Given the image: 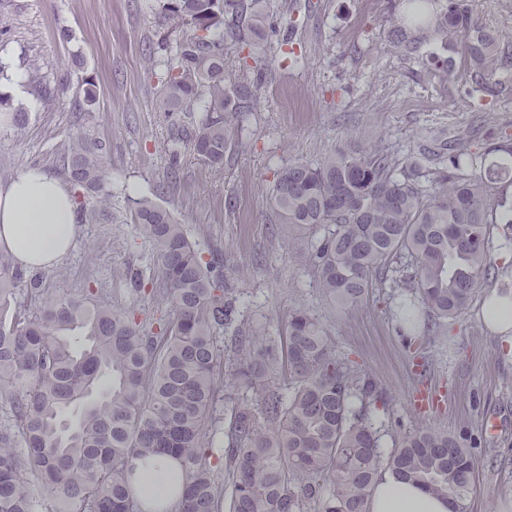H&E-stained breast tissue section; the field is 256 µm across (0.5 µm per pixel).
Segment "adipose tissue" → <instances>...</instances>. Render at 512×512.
<instances>
[{"label": "adipose tissue", "mask_w": 512, "mask_h": 512, "mask_svg": "<svg viewBox=\"0 0 512 512\" xmlns=\"http://www.w3.org/2000/svg\"><path fill=\"white\" fill-rule=\"evenodd\" d=\"M79 234L77 204L62 178L39 166H24L0 186V250L12 254L20 267L54 270ZM480 316L503 345H512V292L488 291ZM369 512H454V504L386 473L376 483Z\"/></svg>", "instance_id": "adipose-tissue-1"}]
</instances>
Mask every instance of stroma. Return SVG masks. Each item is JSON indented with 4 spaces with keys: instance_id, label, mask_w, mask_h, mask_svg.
Returning a JSON list of instances; mask_svg holds the SVG:
<instances>
[{
    "instance_id": "1",
    "label": "stroma",
    "mask_w": 512,
    "mask_h": 512,
    "mask_svg": "<svg viewBox=\"0 0 512 512\" xmlns=\"http://www.w3.org/2000/svg\"><path fill=\"white\" fill-rule=\"evenodd\" d=\"M288 30L296 61L268 47L262 106L222 171L181 152V182L162 200L203 258L220 250L227 269L247 268L243 322L278 338L289 314L306 309L330 331L337 355L386 390L400 432L419 426L468 429L482 440L468 512H512V358L478 318V303L438 336L408 341L388 297L373 289L357 306L325 298L300 248L270 250V190L276 171L313 162L329 148L382 143L395 156L461 139L462 159L480 163L486 146L512 135V96L476 108L443 87L424 59L443 53L428 40L417 62L387 42L399 0H293ZM167 35L156 0H0V99L26 112L24 129L0 125V186L21 166L55 171V150L82 132L109 143L112 205L162 180L176 113L159 94L162 73L148 55ZM83 67H75L73 55ZM93 83L96 102L83 90ZM141 272L144 292L126 274ZM48 293L65 291L156 321L169 315L152 244L136 225H82L69 255L50 272L33 271Z\"/></svg>"
}]
</instances>
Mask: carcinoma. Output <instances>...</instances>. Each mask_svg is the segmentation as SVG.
Returning a JSON list of instances; mask_svg holds the SVG:
<instances>
[{
    "label": "carcinoma",
    "instance_id": "cac0c4a2",
    "mask_svg": "<svg viewBox=\"0 0 512 512\" xmlns=\"http://www.w3.org/2000/svg\"><path fill=\"white\" fill-rule=\"evenodd\" d=\"M401 0L386 31L409 59L417 33L440 42L441 80L465 81L480 101L512 94L499 74L512 69V46L487 28L468 0ZM289 0H159L162 25L179 33L161 94L184 120L174 144L216 170L242 143L244 124L261 109L258 76L269 67L267 42L288 45L282 20ZM249 54L226 68L224 45ZM106 146L85 136L61 154L68 181L87 198L82 222L104 220L112 197ZM169 152L162 181L132 200V223L155 248L170 321L155 332L135 315L59 291L36 312L12 306L22 272L0 251V512H36L29 485L41 480L53 512H141L129 486L131 461L167 454L186 472L179 512H368L381 473L452 499L468 512L478 441L467 430L422 427L381 450L386 394L336 355L328 329L294 310L285 343L261 328L234 327L247 273L229 277L204 260L185 228L159 200L180 178ZM431 175V189L419 178ZM506 162L470 170L460 154L426 170L388 148H332L314 163L280 169L272 221L288 227L273 245L303 246L322 294L340 305L388 288L399 321L437 333L488 283L493 229L506 220L498 184ZM233 329L231 346L218 345ZM228 400L222 414L216 403ZM224 462L215 480L209 459Z\"/></svg>",
    "mask_w": 512,
    "mask_h": 512
}]
</instances>
